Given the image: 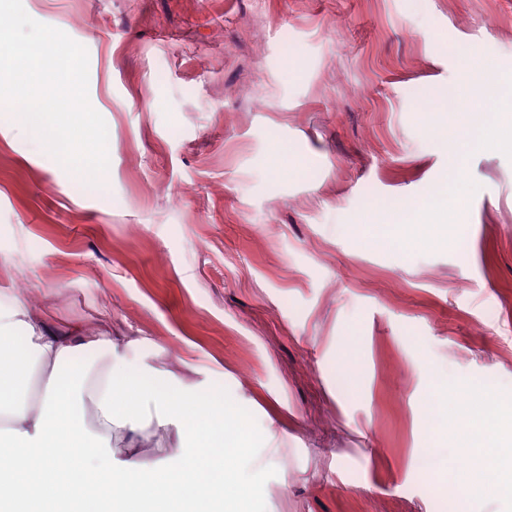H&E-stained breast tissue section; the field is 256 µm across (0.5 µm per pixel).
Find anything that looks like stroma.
I'll use <instances>...</instances> for the list:
<instances>
[{"label": "stroma", "mask_w": 512, "mask_h": 512, "mask_svg": "<svg viewBox=\"0 0 512 512\" xmlns=\"http://www.w3.org/2000/svg\"><path fill=\"white\" fill-rule=\"evenodd\" d=\"M23 7L87 50L108 181L78 187L0 111V304L222 384L224 442L248 454L189 512H452L420 464L430 364L460 468L481 442L462 419H512V95L449 184L418 114L455 93L459 52L512 70V0ZM392 200L421 207L363 244L355 224ZM107 443L118 463H184L170 427ZM253 470L261 488L240 490Z\"/></svg>", "instance_id": "stroma-1"}]
</instances>
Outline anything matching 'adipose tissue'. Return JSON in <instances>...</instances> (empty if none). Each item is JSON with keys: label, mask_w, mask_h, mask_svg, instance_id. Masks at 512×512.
Here are the masks:
<instances>
[{"label": "adipose tissue", "mask_w": 512, "mask_h": 512, "mask_svg": "<svg viewBox=\"0 0 512 512\" xmlns=\"http://www.w3.org/2000/svg\"><path fill=\"white\" fill-rule=\"evenodd\" d=\"M490 71L479 51L463 54L457 100L467 103L475 89H489ZM113 349L106 335L84 336L75 329L54 334L35 326L27 318L23 299H13L7 310L0 311V443L13 448L12 466L22 474L9 486L12 498L39 499L48 505L64 502L71 486L62 477V463L89 458L95 461L93 487L111 490L113 500L123 503L127 512H139L144 502L152 504L153 512H166L171 501L205 494L187 466L165 470L138 459L114 466L105 437L119 427L135 442L153 422L176 428L184 456H191L192 444L213 442L206 469L223 477V388L187 387L173 394L169 378L127 370L113 359ZM38 363L50 365L51 371L40 400L34 403L30 393ZM445 384V377L434 373L425 404L434 446L422 462L434 475V494L451 499L456 512H477L482 500L512 497V476L489 479V472L502 466L499 448L490 444L476 449L471 468L457 466V447L440 425L446 408ZM88 408L97 415V429H88L82 421Z\"/></svg>", "instance_id": "1"}]
</instances>
